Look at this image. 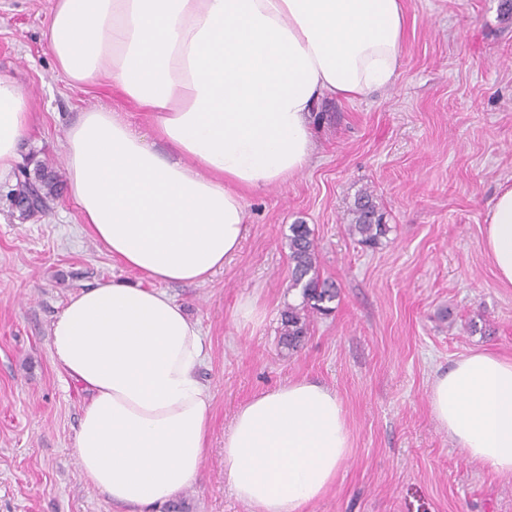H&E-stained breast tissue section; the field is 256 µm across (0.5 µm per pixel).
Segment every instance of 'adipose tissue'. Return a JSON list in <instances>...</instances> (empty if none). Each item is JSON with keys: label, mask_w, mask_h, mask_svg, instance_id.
<instances>
[{"label": "adipose tissue", "mask_w": 512, "mask_h": 512, "mask_svg": "<svg viewBox=\"0 0 512 512\" xmlns=\"http://www.w3.org/2000/svg\"><path fill=\"white\" fill-rule=\"evenodd\" d=\"M74 86L108 79L150 119L91 107L64 131L68 195L82 224L149 285L112 280L72 295L51 356L89 394L73 452L93 488L126 512L178 498L207 455V346L165 290L202 285L246 234L244 196L309 165L314 112L394 84L404 0H55L45 32ZM36 115L0 78V177ZM484 248L512 285V182L484 218ZM430 411L467 460L512 474V358L477 351L435 373ZM353 450L343 403L305 379L242 403L224 435V478L251 512H305Z\"/></svg>", "instance_id": "adipose-tissue-1"}]
</instances>
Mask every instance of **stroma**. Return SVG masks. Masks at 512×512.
I'll use <instances>...</instances> for the list:
<instances>
[{
	"label": "stroma",
	"mask_w": 512,
	"mask_h": 512,
	"mask_svg": "<svg viewBox=\"0 0 512 512\" xmlns=\"http://www.w3.org/2000/svg\"><path fill=\"white\" fill-rule=\"evenodd\" d=\"M504 0H407L397 82L315 114L308 167L247 194L238 252L203 285L167 291L202 329L200 378L212 398L211 439L194 483L155 512H250L224 480V433L253 395L308 379L336 391L354 447L334 487L306 512H512V474L469 463L434 420L428 389L461 356L512 357V286L496 279L484 216L512 179V12ZM54 0H0V76L30 97L37 121L21 167L66 180L65 129L104 105L150 125L111 83L71 87L44 32ZM0 178V512H124L86 483L73 453L87 392L52 362L56 314L80 289L143 281L91 238L67 194L29 216ZM371 190L390 226L376 249L351 238L346 215ZM308 224L334 310L294 353L278 344L291 287L289 227ZM255 301L260 317L239 310Z\"/></svg>",
	"instance_id": "obj_1"
}]
</instances>
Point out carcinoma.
<instances>
[{
    "label": "carcinoma",
    "instance_id": "1",
    "mask_svg": "<svg viewBox=\"0 0 512 512\" xmlns=\"http://www.w3.org/2000/svg\"><path fill=\"white\" fill-rule=\"evenodd\" d=\"M60 185L55 178L47 176L34 183L27 179V172L16 178L10 194L25 201L20 209L23 214H32L47 205L49 199L58 196ZM349 235L365 246L375 248L390 232L383 223L381 213L372 194H359L350 208ZM288 249L293 263L291 288L299 290L298 304H288L281 312L280 343L289 351L297 350L304 342L309 330L310 315H326L333 311L331 303L340 296L336 283L320 277L317 267V249L313 231L307 224L289 226Z\"/></svg>",
    "mask_w": 512,
    "mask_h": 512
}]
</instances>
